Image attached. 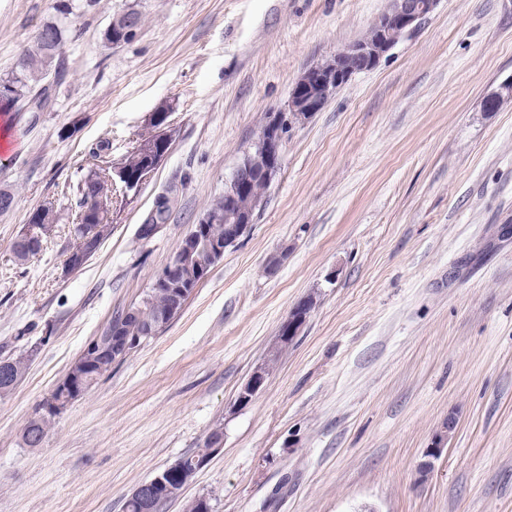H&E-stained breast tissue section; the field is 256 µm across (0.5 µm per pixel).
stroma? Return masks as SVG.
<instances>
[{
    "mask_svg": "<svg viewBox=\"0 0 512 512\" xmlns=\"http://www.w3.org/2000/svg\"><path fill=\"white\" fill-rule=\"evenodd\" d=\"M389 0H0V77L39 27L74 36L50 106L19 105L0 148V348L44 346L0 396V512H122L139 483L224 445L182 500L212 512H512V0H440L424 25L288 135L249 233L167 329L57 417L22 431L117 307L138 300L266 113L310 65L359 39ZM138 38L104 46L112 15ZM177 130L140 191L112 199V235L70 269V185L104 140L120 163L160 106ZM178 205L147 242L155 197ZM57 220L41 252L11 245L33 210ZM284 253L272 274L267 258ZM314 307L249 405L235 403L306 297ZM426 479L418 468L448 418ZM54 422L55 417L51 415L43 417L40 416L38 419H29L23 428L22 438L24 444L28 447L34 448L31 446L30 438L32 437L35 440H42ZM224 436V428L221 424L215 425L209 432V437H220ZM207 439L205 443L202 444L200 448H197L195 451V462L197 464V468L194 473H197L210 459V457L222 447V440L216 439Z\"/></svg>",
    "mask_w": 512,
    "mask_h": 512,
    "instance_id": "obj_1",
    "label": "stroma"
}]
</instances>
